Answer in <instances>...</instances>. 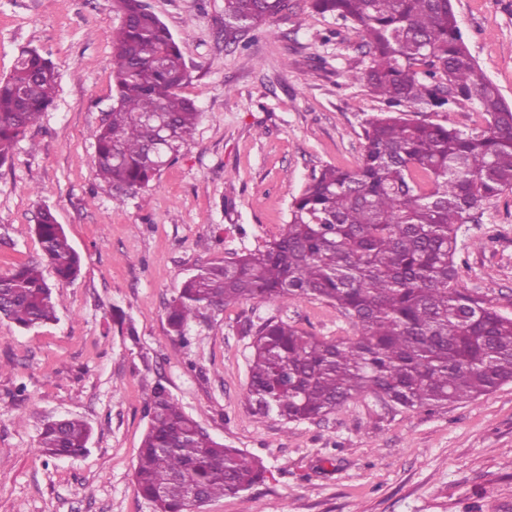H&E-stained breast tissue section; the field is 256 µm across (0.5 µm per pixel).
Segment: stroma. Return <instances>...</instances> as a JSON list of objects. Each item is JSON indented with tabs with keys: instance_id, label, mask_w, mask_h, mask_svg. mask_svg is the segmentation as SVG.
Listing matches in <instances>:
<instances>
[{
	"instance_id": "obj_1",
	"label": "stroma",
	"mask_w": 512,
	"mask_h": 512,
	"mask_svg": "<svg viewBox=\"0 0 512 512\" xmlns=\"http://www.w3.org/2000/svg\"><path fill=\"white\" fill-rule=\"evenodd\" d=\"M179 42L200 117L145 189L115 200L91 165L112 108L114 0H0V77L21 48L58 70L53 107L0 167V275L39 259L49 206L78 251L77 279L43 275L57 321H0V512H154L134 471L162 384L214 439L263 462L262 483L201 512H512V382L465 402L406 409L362 393L302 422L253 415L242 396L255 332L271 318L326 340L351 321L317 299L241 301L169 331L167 307L202 265L264 247L314 172L355 168L386 104L353 72L350 23L291 0L248 48L224 42V0H146ZM464 40L512 103V0H453ZM457 286L512 317V191L457 236ZM89 424L79 458L40 455L48 419Z\"/></svg>"
}]
</instances>
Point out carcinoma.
I'll return each instance as SVG.
<instances>
[{
    "label": "carcinoma",
    "instance_id": "obj_1",
    "mask_svg": "<svg viewBox=\"0 0 512 512\" xmlns=\"http://www.w3.org/2000/svg\"><path fill=\"white\" fill-rule=\"evenodd\" d=\"M116 95L95 134L92 168L117 194L149 186L194 134L199 112L180 94L189 79L180 46L144 0H116ZM352 24L368 65L352 74L390 111L365 129L354 170L325 166L293 199L288 223L263 248L200 267L167 309L183 338L191 321L240 300L326 301L355 339L327 341L279 319L256 332L244 399L256 415L321 418L370 392L406 408L476 399L512 381V318L455 287L457 233L483 203L512 190V106L477 67L452 0H310ZM289 0H224V41L245 40ZM55 64L21 49L0 79V166L53 105ZM472 104L486 128L466 133L406 117ZM42 259L64 281L81 256L48 207L33 217ZM57 298L29 261L0 275V319L31 329L56 318ZM135 486L155 512H189L264 478L259 460L213 439L157 384L148 404ZM91 430L47 421L38 448L79 457Z\"/></svg>",
    "mask_w": 512,
    "mask_h": 512
}]
</instances>
